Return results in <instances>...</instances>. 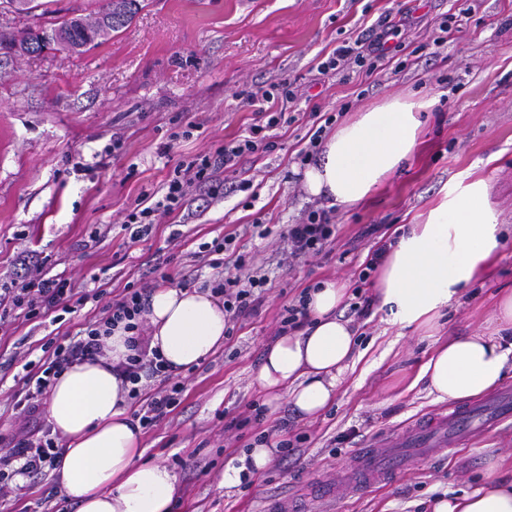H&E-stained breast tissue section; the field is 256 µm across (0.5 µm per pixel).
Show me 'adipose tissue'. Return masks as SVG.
<instances>
[{"instance_id":"obj_1","label":"adipose tissue","mask_w":512,"mask_h":512,"mask_svg":"<svg viewBox=\"0 0 512 512\" xmlns=\"http://www.w3.org/2000/svg\"><path fill=\"white\" fill-rule=\"evenodd\" d=\"M424 101L392 99L360 113L325 143L304 175L310 195L337 205L364 202L408 159L419 143ZM504 227L485 181L461 177L446 189L423 223L410 225L391 245L377 271L381 308L395 322L433 336L443 312L463 289L489 274ZM344 287L320 283L309 296L311 323L269 343L253 385L270 400L287 398L299 418L320 416L355 353L356 330L338 312ZM144 317L150 349L178 375L210 359L224 344V303L201 288L163 286L150 294ZM512 292L495 308L490 334L460 336L435 345L415 376L439 401L474 400L493 391L512 363ZM130 335L115 329L108 359L74 362L57 378L47 401V420L65 448L53 471L60 494L77 512H171L177 474L143 461L142 428L129 412L118 371L131 350ZM276 453L259 444L228 465L219 481L232 490L264 471ZM476 490L434 499L432 512H512V481L495 468Z\"/></svg>"}]
</instances>
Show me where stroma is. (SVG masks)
<instances>
[{"instance_id":"obj_1","label":"stroma","mask_w":512,"mask_h":512,"mask_svg":"<svg viewBox=\"0 0 512 512\" xmlns=\"http://www.w3.org/2000/svg\"><path fill=\"white\" fill-rule=\"evenodd\" d=\"M404 13L411 25L377 72L350 65L319 73L342 42ZM447 15L456 22L445 46L427 54ZM285 81L300 95L283 106L292 121L277 128L276 150L248 156L239 172L225 174L230 191L202 213L162 216L148 240L131 241L122 222L134 200L162 195L179 161L247 136L258 116L242 94ZM397 97L433 102L416 151L364 204L332 206L311 196L301 161L311 113L330 116V135ZM116 132L124 137L118 151ZM469 173L487 181L511 231L493 276L467 285L442 318V340L489 327L500 294L512 290V0H145L127 28L82 55L55 46L38 56L0 50V288L9 287L27 249L48 256L74 287L117 292L168 252L178 229L182 245L167 267L173 280L189 273L199 288L216 278L217 270L198 265L193 254L225 234L236 235L238 249L269 271L271 288L256 311L208 361L179 375L180 405L142 435L145 461L179 476L173 512H265L274 500L302 512H430L434 495L478 487L495 457L503 461L499 477L512 480L511 420L446 456L410 462L387 485L336 499L325 492L357 449L444 408L411 384L434 340L390 322L376 306L358 314L350 306L373 295L369 284L353 290L371 246L388 243L400 225L419 223L444 188ZM244 179L252 192L237 190ZM317 209L336 224L335 241L325 254L278 266L289 225ZM260 224L270 228L268 237L259 236ZM104 226L107 237L86 248ZM326 279L346 286L342 315L357 327L363 353L334 403L322 416L300 420L282 400L263 425L225 435V424L247 404L266 401L251 374L284 306ZM272 425L293 447L278 451L249 487L219 488L226 465ZM191 456L209 463L208 472L181 468L180 459ZM46 497L61 512H75L50 475L23 497L0 499V512H43Z\"/></svg>"}]
</instances>
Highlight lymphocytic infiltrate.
Masks as SVG:
<instances>
[{"mask_svg":"<svg viewBox=\"0 0 512 512\" xmlns=\"http://www.w3.org/2000/svg\"><path fill=\"white\" fill-rule=\"evenodd\" d=\"M406 18L382 20L378 31L368 38L339 46L322 64L323 71H336L346 63H353L366 72H374L384 58L389 33L406 25ZM297 92L290 83L261 89L246 95L244 106L255 108L264 117V124L253 125L249 136L224 143L214 151L198 155L180 163L176 175L165 186L161 199L147 203L139 199L123 222L131 240L149 235L159 217L183 209L190 196L205 192L215 198L224 193L223 174L236 171L241 160L256 152H273L277 143L272 130L285 121L284 112L278 111V100L293 101ZM336 238V227L325 211L312 210L301 222L290 225L287 243L281 250V262L295 266L303 259L323 253L326 245ZM232 239L222 236L203 244L196 254L199 262L212 268H224L223 277L210 283L213 293L224 298V313L228 322H237L250 315L263 301L268 277L263 266L254 263L247 254L231 246ZM19 262L23 273L13 279L10 287L0 289V331L7 329L16 319H49L56 312L73 313L75 308L94 306L99 319L87 327L79 337L58 339L44 336L42 355L33 358L32 348L16 346L11 363L21 364L24 374L17 380L18 389L11 403L20 427L9 435H0L8 451L0 455V498L21 496L23 488L17 477H42L54 469L63 446L52 436L43 420L44 400L56 377L69 365L81 360H101L108 356L106 338L114 328L131 332L132 355L121 369L128 396L135 409L133 415L142 428L152 429L172 413L181 403L180 384L171 380L170 373L159 354L148 350L147 324L143 317L149 292L146 287L126 285L118 294L107 295L102 288L76 289L70 280L51 274L47 260L34 251L21 252Z\"/></svg>","mask_w":512,"mask_h":512,"instance_id":"1","label":"lymphocytic infiltrate"}]
</instances>
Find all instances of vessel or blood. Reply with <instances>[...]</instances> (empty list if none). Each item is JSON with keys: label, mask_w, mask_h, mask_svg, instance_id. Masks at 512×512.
I'll return each instance as SVG.
<instances>
[{"label": "vessel or blood", "mask_w": 512, "mask_h": 512, "mask_svg": "<svg viewBox=\"0 0 512 512\" xmlns=\"http://www.w3.org/2000/svg\"><path fill=\"white\" fill-rule=\"evenodd\" d=\"M512 419V392L504 390L477 405L456 408L406 426L396 438L388 440L384 449H359L348 469L354 479L349 493L386 483L396 475L389 458L410 460L431 457L455 447L473 431H483Z\"/></svg>", "instance_id": "1"}]
</instances>
